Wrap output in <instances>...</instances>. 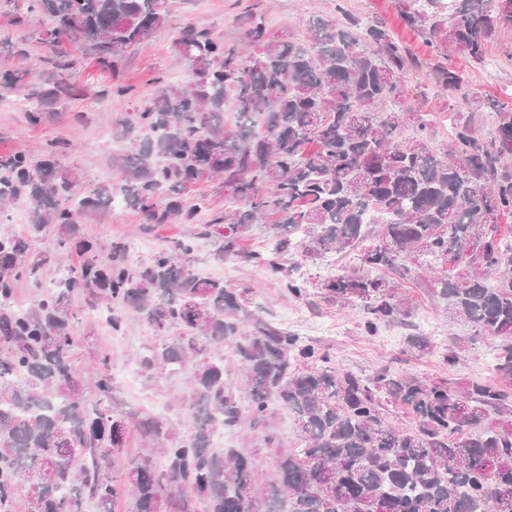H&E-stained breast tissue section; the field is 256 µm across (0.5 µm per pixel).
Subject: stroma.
I'll use <instances>...</instances> for the list:
<instances>
[{
  "label": "stroma",
  "instance_id": "35a3bbf8",
  "mask_svg": "<svg viewBox=\"0 0 512 512\" xmlns=\"http://www.w3.org/2000/svg\"><path fill=\"white\" fill-rule=\"evenodd\" d=\"M166 24L150 33L129 54L118 73L100 69L94 54L80 52L67 44L51 45L41 38L48 26L45 17L27 12L25 0L16 9L0 13V73L36 66L42 80H52V60H69L72 97L44 108L39 124H30L28 113L9 107L0 109V154L25 151L39 155L42 147L56 142L60 160L79 176L80 187L90 190L99 185H120L125 179L124 157L128 141L116 139L114 121L119 113L138 112L154 95L157 79L186 80L188 67L177 53L174 38L188 23L210 28L225 44H239L245 37L244 17L260 15L268 36L282 34L309 39L315 23L333 20L342 14L361 23L379 22L418 62L409 70L406 83L408 101L427 122L426 135L434 149L448 147L453 129L448 118L451 103H465L474 115V125L482 136L495 129L493 107L512 106V29L495 34L487 45V62L477 64L452 53L442 55L430 47L424 35L403 21L397 0H169ZM24 44L26 55L15 52ZM447 67L461 77L459 90L448 94L435 80L438 67ZM129 86L132 94L124 101L112 98L113 84ZM85 238L102 243L124 241L131 259H144L160 250H169L180 241L192 243L197 269L205 277L223 280L226 287L250 289L245 308L248 319H262L292 329L296 317L310 327L307 342L321 346L336 369L369 374L388 366L399 373L430 378H450L458 383L495 379L498 350L491 341L470 339L467 325L446 319L433 295V286L424 279L399 282L397 296L410 309L409 317L385 322L376 334H368L366 307L360 300L339 301L329 297L325 279L339 269L356 264L354 254L330 255L304 261L289 255L285 263L292 277L306 282V293L296 298L260 268L237 258L222 259L216 254V237L204 234L201 224L151 223L145 214L119 203L107 209H91L79 220ZM75 251L56 253L37 278L22 279L16 289L18 303L30 305L40 299L64 268L76 265ZM73 309L81 314L80 342L74 354L79 369L108 361L116 375L114 407L123 413L148 411L162 413L179 422L185 412L178 400L185 388L184 373L163 372L148 377L140 358L155 342L156 334L136 321L127 322L122 331L88 315L84 296H76ZM421 336L429 342L421 349L412 343ZM462 347L463 360L448 367L444 357L453 347ZM262 431L249 425L224 431V445L260 453L265 481L275 478V450L265 447Z\"/></svg>",
  "mask_w": 512,
  "mask_h": 512
}]
</instances>
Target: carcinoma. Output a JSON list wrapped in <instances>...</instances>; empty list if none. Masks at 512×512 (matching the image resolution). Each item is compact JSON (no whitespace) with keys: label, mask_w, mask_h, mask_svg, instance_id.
I'll return each instance as SVG.
<instances>
[{"label":"carcinoma","mask_w":512,"mask_h":512,"mask_svg":"<svg viewBox=\"0 0 512 512\" xmlns=\"http://www.w3.org/2000/svg\"><path fill=\"white\" fill-rule=\"evenodd\" d=\"M50 20L44 41L92 46L96 64L116 70L130 48L168 16V0H26ZM400 0L404 22L440 51L476 63L500 28L512 29V0ZM259 51L243 59L209 28H183L177 51L190 68L185 84H163L149 106L116 120L117 138L137 125L153 132L132 141L127 203L155 224L172 217L194 224L210 203L186 197L201 177H222L237 202L220 223L217 255L240 258L277 278L285 255L303 259L360 250L359 268L322 285L336 299L356 298L371 315L366 330L408 314L394 292L400 279L434 275L436 295L452 321L499 349L497 382L457 386L448 379L338 370L329 355L268 321L243 331L249 289L194 273L192 246L131 263L123 241L79 239L77 213L106 208L112 190L85 194L60 165L55 144L34 159L0 155V209L23 201L27 235L0 232V512L25 494L31 512H512V108H497L495 136L483 141L471 116L450 113V149L437 153L424 136L401 138L408 117V56L383 26L319 21L310 45L266 37L262 18L246 16ZM448 95L460 76L438 70ZM43 107L70 96L57 75L51 86L26 69L0 74ZM233 101V129L224 106ZM270 223L274 241L244 253L251 225ZM51 224L69 226L57 250L76 244L81 260L34 305L15 302L21 277L35 278L51 260L34 246ZM373 243L367 247L368 239ZM482 245L448 269L443 256L469 241ZM86 293L126 307L161 341L141 358L148 371H186L190 422L183 433L167 419L112 407L113 377L103 362L88 391L73 363L78 322L69 301ZM176 336L170 337L168 333ZM245 377L247 406L227 378L220 347ZM297 422L302 447L275 459L276 479L257 497L259 458L236 448L216 451L213 437L242 423L243 410L267 422L272 406ZM135 432L147 453L122 481L105 463Z\"/></svg>","instance_id":"1"}]
</instances>
